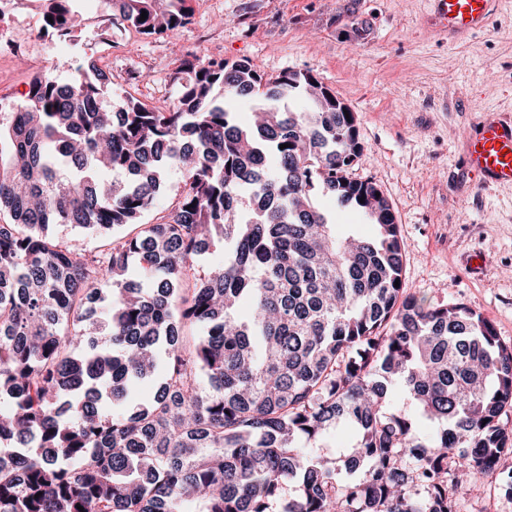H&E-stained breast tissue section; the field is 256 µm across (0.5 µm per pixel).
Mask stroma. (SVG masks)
Segmentation results:
<instances>
[{
  "instance_id": "35a3bbf8",
  "label": "stroma",
  "mask_w": 512,
  "mask_h": 512,
  "mask_svg": "<svg viewBox=\"0 0 512 512\" xmlns=\"http://www.w3.org/2000/svg\"><path fill=\"white\" fill-rule=\"evenodd\" d=\"M76 40L42 36L33 0L0 17V110L24 100L34 61H96L123 92L156 107L176 98L188 51L248 59L266 76L309 71L358 120L364 150L353 177L393 206L405 253L406 293L464 304L512 345V189L462 194L466 140L485 112L512 119V0H494L486 30L444 41L428 0H196L189 24L145 37L109 20L101 0H75ZM485 476L483 495L458 484L461 512H512Z\"/></svg>"
}]
</instances>
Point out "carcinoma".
<instances>
[{"label":"carcinoma","mask_w":512,"mask_h":512,"mask_svg":"<svg viewBox=\"0 0 512 512\" xmlns=\"http://www.w3.org/2000/svg\"><path fill=\"white\" fill-rule=\"evenodd\" d=\"M42 2V25L73 36L72 0ZM117 2L147 36L193 14ZM183 66L165 109H105L112 80L91 63L65 83L45 70L0 113V512H459L449 488L512 454V346L395 286L398 224L349 177L357 119L316 76ZM172 168L173 202L140 223ZM316 190L375 235H337ZM61 224L104 248H68ZM216 237L224 265L199 267ZM340 425L354 445L323 452Z\"/></svg>","instance_id":"1"}]
</instances>
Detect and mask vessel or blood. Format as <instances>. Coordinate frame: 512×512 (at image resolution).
<instances>
[{"instance_id": "1", "label": "vessel or blood", "mask_w": 512, "mask_h": 512, "mask_svg": "<svg viewBox=\"0 0 512 512\" xmlns=\"http://www.w3.org/2000/svg\"><path fill=\"white\" fill-rule=\"evenodd\" d=\"M435 23L443 35H458L484 27L493 0H429ZM466 170L482 187L512 186V123L482 119L468 140Z\"/></svg>"}]
</instances>
